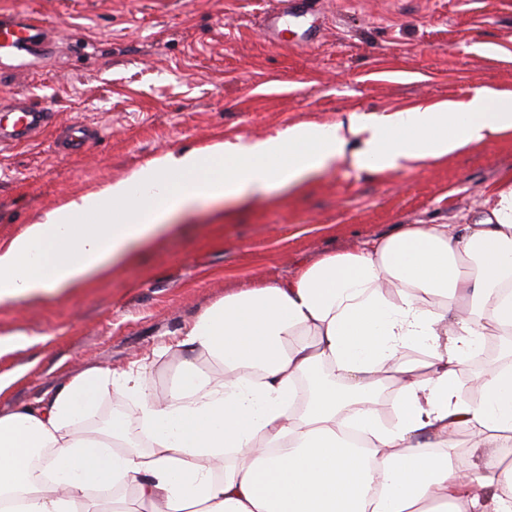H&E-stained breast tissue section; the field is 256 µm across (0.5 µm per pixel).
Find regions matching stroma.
<instances>
[{"mask_svg":"<svg viewBox=\"0 0 512 512\" xmlns=\"http://www.w3.org/2000/svg\"><path fill=\"white\" fill-rule=\"evenodd\" d=\"M271 2L0 0V14H38L51 43L33 66L0 68V97L22 92L55 114L0 147V245L169 152L457 105L479 88L512 96V0H319V41L284 45L262 31ZM509 187L512 134H493L436 163L373 172L344 158L296 194L201 203L88 286L0 306V336L33 340L0 355V375L17 377L0 412L147 358L164 397L179 360L154 351L225 294L410 224L475 223Z\"/></svg>","mask_w":512,"mask_h":512,"instance_id":"35a3bbf8","label":"stroma"}]
</instances>
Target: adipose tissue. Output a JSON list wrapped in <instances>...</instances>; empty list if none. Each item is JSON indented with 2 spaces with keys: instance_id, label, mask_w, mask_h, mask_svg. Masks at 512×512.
Masks as SVG:
<instances>
[{
  "instance_id": "obj_1",
  "label": "adipose tissue",
  "mask_w": 512,
  "mask_h": 512,
  "mask_svg": "<svg viewBox=\"0 0 512 512\" xmlns=\"http://www.w3.org/2000/svg\"><path fill=\"white\" fill-rule=\"evenodd\" d=\"M509 131L512 97L481 88L450 111L354 114L167 153L0 246V304L88 285L197 202L298 192L346 156L376 172L433 163ZM492 325L512 334V188L459 235L411 224L225 295L173 345L182 371L164 398L147 364L101 366L0 413V512H512V462L468 473L450 453L463 429L476 447H512V346L477 375L478 399L459 386ZM410 346L426 360L408 365ZM203 358L223 377L202 381ZM107 390L136 416L84 432Z\"/></svg>"
}]
</instances>
